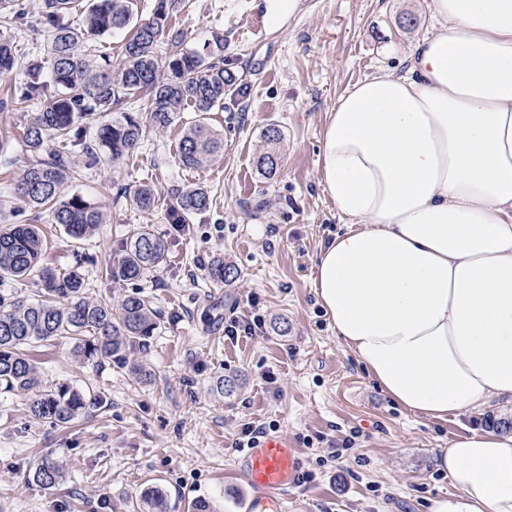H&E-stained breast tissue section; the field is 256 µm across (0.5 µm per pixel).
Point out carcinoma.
<instances>
[{"mask_svg": "<svg viewBox=\"0 0 512 512\" xmlns=\"http://www.w3.org/2000/svg\"><path fill=\"white\" fill-rule=\"evenodd\" d=\"M72 0H0V13L25 25L35 24L46 36L52 82L41 79L40 69L28 79L9 87L0 99V109L13 104L41 102L29 114L24 130L28 150L35 163L20 172L14 191L33 208L51 214L74 240L95 233L105 223V215L94 202L69 191L80 175L76 156L93 166L102 158L114 161L138 153L143 137V119L164 130L179 113L197 114L178 143L177 157L186 169L195 170L212 163L224 150V134L214 129L207 115L224 109V98L237 94L243 86L224 69V40L213 39L208 56L185 46V35L167 25L170 0H157L153 17L133 22L130 0H91L85 23L77 28L69 22ZM133 27L121 46L118 62L112 52L89 54L90 43L115 29ZM14 41L0 37V73L13 69ZM140 101L135 112H116L126 99ZM96 114L112 115L100 125L92 140L86 139L81 121ZM267 150L257 159V168L266 178L274 177L281 165L276 145L282 139L275 124L262 132ZM168 222L179 234L191 218L211 208L210 192L203 186L176 185L167 191ZM133 205L142 211L158 204L159 196L150 184L129 193ZM170 240L139 227L111 254L106 276L114 281H137L168 263ZM47 238L37 224H0V284L37 275L39 288L32 295H0V390L29 396L28 412L37 420L58 428L75 422L92 405L82 392L67 384L42 386L41 374L27 349L44 341H64L79 363L121 362L142 381L150 373L130 357L146 352L161 325V311L151 297L135 291L118 304L92 298L85 289L79 265L59 273L43 264ZM209 281L231 283L237 269L224 257H213L204 268ZM62 464L44 458L31 473L32 481L52 487L63 481ZM141 512H163L164 496L148 492Z\"/></svg>", "mask_w": 512, "mask_h": 512, "instance_id": "cac0c4a2", "label": "carcinoma"}]
</instances>
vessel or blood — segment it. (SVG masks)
Segmentation results:
<instances>
[{
    "mask_svg": "<svg viewBox=\"0 0 512 512\" xmlns=\"http://www.w3.org/2000/svg\"><path fill=\"white\" fill-rule=\"evenodd\" d=\"M253 494L247 512H279L281 500L297 487L302 459L288 436L263 435L239 460Z\"/></svg>",
    "mask_w": 512,
    "mask_h": 512,
    "instance_id": "vessel-or-blood-1",
    "label": "vessel or blood"
}]
</instances>
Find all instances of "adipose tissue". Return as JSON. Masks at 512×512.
Masks as SVG:
<instances>
[{
	"mask_svg": "<svg viewBox=\"0 0 512 512\" xmlns=\"http://www.w3.org/2000/svg\"><path fill=\"white\" fill-rule=\"evenodd\" d=\"M407 71L354 84L322 133L346 229L314 293L339 343L431 421L512 399V0H432ZM457 490L429 512H512V433L435 459Z\"/></svg>",
	"mask_w": 512,
	"mask_h": 512,
	"instance_id": "adipose-tissue-1",
	"label": "adipose tissue"
}]
</instances>
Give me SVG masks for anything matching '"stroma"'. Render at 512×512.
<instances>
[{
	"instance_id": "1",
	"label": "stroma",
	"mask_w": 512,
	"mask_h": 512,
	"mask_svg": "<svg viewBox=\"0 0 512 512\" xmlns=\"http://www.w3.org/2000/svg\"><path fill=\"white\" fill-rule=\"evenodd\" d=\"M266 15L265 0H175L170 28L201 52L222 35L224 66L248 84V95L210 113L224 154L207 167L189 171L177 161L188 111L168 129L146 128L137 155L82 167L70 190L98 204L106 221L80 244L14 194L34 159L23 139L30 110H0V224L41 225L57 271L83 253L91 297L116 302L130 291L104 270L133 228L171 238L169 266L143 282L162 312L142 356L150 383L114 363L74 362L57 342L33 350L45 385H71L99 406L61 429L32 419L25 397L0 392V512H132L150 489L163 493L166 512H191L198 499L212 512H241L249 486L235 438L247 423L288 435L314 473L293 489L284 512H428L432 499L455 493L435 468L439 449L466 430L512 419L504 399L444 422L407 412L339 344L312 291L318 253L345 229L320 184L322 132L351 85L383 69L403 73L410 49L436 28L431 0H302L280 21ZM406 15L415 26L400 25ZM0 36L20 49L8 82L26 80L35 66L49 76L41 32L0 15ZM271 123L284 140L280 171L268 180L256 159ZM143 183L161 196L174 185L205 186L211 208L171 236L166 202L143 212L127 201ZM218 254L238 270L231 284L204 274V261ZM257 315L264 325L256 334L225 335L232 321ZM223 376L239 380L232 397L215 388ZM348 440L342 459H328L330 444ZM45 457L63 464L64 482L30 479Z\"/></svg>"
}]
</instances>
